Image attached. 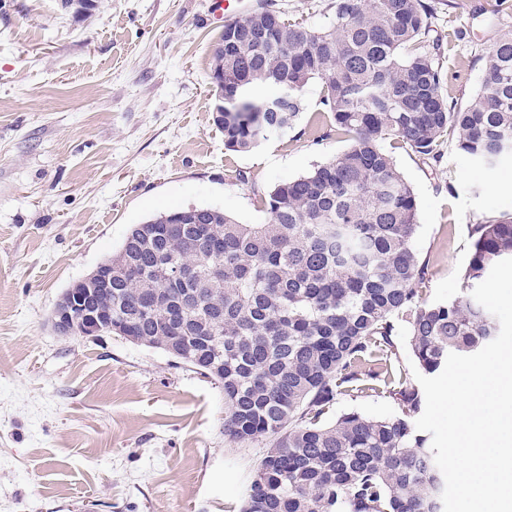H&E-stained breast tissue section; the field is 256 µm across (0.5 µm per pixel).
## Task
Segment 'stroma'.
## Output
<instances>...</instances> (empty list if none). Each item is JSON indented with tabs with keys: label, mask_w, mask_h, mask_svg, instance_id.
I'll list each match as a JSON object with an SVG mask.
<instances>
[{
	"label": "stroma",
	"mask_w": 512,
	"mask_h": 512,
	"mask_svg": "<svg viewBox=\"0 0 512 512\" xmlns=\"http://www.w3.org/2000/svg\"><path fill=\"white\" fill-rule=\"evenodd\" d=\"M0 0V512H240L266 444L224 437L219 383L113 334L55 333L63 291L160 212L210 206L267 219L277 184L344 150L321 84L297 126L232 152L212 121L209 0ZM326 27L331 0H270ZM441 10L448 93L481 88L484 56L512 29V0ZM432 163L393 149L417 201L423 299L461 295L468 226L512 213V161L489 169L454 143Z\"/></svg>",
	"instance_id": "stroma-1"
}]
</instances>
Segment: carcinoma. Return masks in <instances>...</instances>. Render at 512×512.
I'll return each mask as SVG.
<instances>
[{
    "label": "carcinoma",
    "instance_id": "carcinoma-1",
    "mask_svg": "<svg viewBox=\"0 0 512 512\" xmlns=\"http://www.w3.org/2000/svg\"><path fill=\"white\" fill-rule=\"evenodd\" d=\"M444 0H333L328 26L290 22L261 0L224 24L228 151L295 128L303 91L322 85L332 116L323 138L349 146L264 198L268 221L244 224L218 208L161 212L112 252V287L89 301L112 313V333L160 350L224 390V437L265 441L242 512H441L444 478L415 418L425 394L398 364L395 319L418 371L478 352L497 335L472 297L492 266L512 258V214L469 225L463 295L422 300L426 267L413 240L417 204L397 148L439 162L448 136L486 167L511 156L512 31L488 51L480 91L462 104L444 91ZM281 95L256 103L258 87ZM198 224H176L180 212ZM386 395L385 417L335 418L341 396Z\"/></svg>",
    "mask_w": 512,
    "mask_h": 512
}]
</instances>
